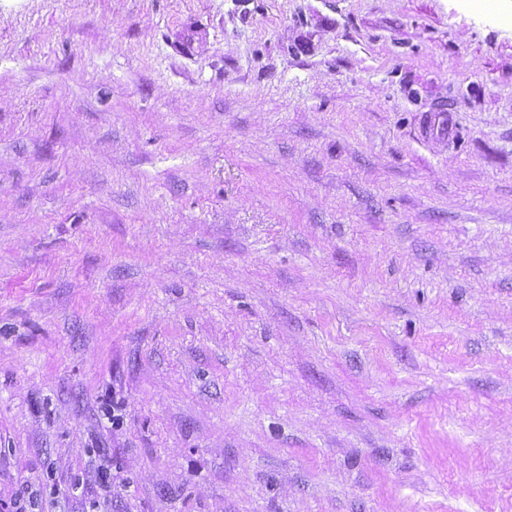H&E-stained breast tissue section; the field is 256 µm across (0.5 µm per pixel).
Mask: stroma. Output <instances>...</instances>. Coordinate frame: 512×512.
I'll use <instances>...</instances> for the list:
<instances>
[{
  "instance_id": "35a3bbf8",
  "label": "stroma",
  "mask_w": 512,
  "mask_h": 512,
  "mask_svg": "<svg viewBox=\"0 0 512 512\" xmlns=\"http://www.w3.org/2000/svg\"><path fill=\"white\" fill-rule=\"evenodd\" d=\"M512 512V23L468 0H0V501Z\"/></svg>"
}]
</instances>
